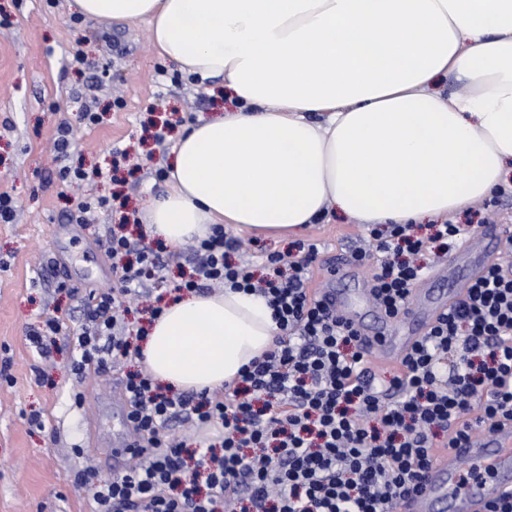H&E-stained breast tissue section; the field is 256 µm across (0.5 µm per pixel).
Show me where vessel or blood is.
Here are the masks:
<instances>
[{
  "label": "vessel or blood",
  "mask_w": 512,
  "mask_h": 512,
  "mask_svg": "<svg viewBox=\"0 0 512 512\" xmlns=\"http://www.w3.org/2000/svg\"><path fill=\"white\" fill-rule=\"evenodd\" d=\"M490 230L469 235L449 258L439 261L411 291L409 304L400 316L401 330L386 329L387 315L379 306L368 312L365 323L358 311L347 309L346 299L333 288L323 289L327 302L342 308L346 319L360 333L371 362L403 356L424 336L433 323L456 303L459 289L435 293L438 281L455 280L460 267L470 277L480 276L488 264ZM512 495V425L485 433L461 448L439 450L418 490L406 497L399 512H486L487 508Z\"/></svg>",
  "instance_id": "obj_1"
}]
</instances>
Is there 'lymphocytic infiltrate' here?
I'll return each instance as SVG.
<instances>
[{"label": "lymphocytic infiltrate", "mask_w": 512, "mask_h": 512, "mask_svg": "<svg viewBox=\"0 0 512 512\" xmlns=\"http://www.w3.org/2000/svg\"><path fill=\"white\" fill-rule=\"evenodd\" d=\"M472 231L434 224H371V295L389 317L407 305L434 257ZM104 244L124 294L156 279L150 247L125 262L123 227ZM223 226L191 248L192 272L177 291L224 284L259 289L280 330L275 350L242 371L224 396L184 395L154 386L148 372L129 373L123 395L135 437L149 447L122 477L89 489L100 512H394L423 479L435 449L464 444L501 421L512 422V265L492 263L461 291L454 307L402 358L376 373L357 330L310 292L316 245L293 243L296 255L267 257L262 277L231 261ZM92 333L71 337L83 369L102 356L130 357L128 328L116 297L92 294ZM455 354L449 369L444 355ZM220 424L212 444L188 449L168 427L178 419Z\"/></svg>", "instance_id": "lymphocytic-infiltrate-1"}]
</instances>
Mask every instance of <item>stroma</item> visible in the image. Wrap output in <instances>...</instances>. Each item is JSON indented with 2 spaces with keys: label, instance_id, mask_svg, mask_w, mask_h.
<instances>
[{
  "label": "stroma",
  "instance_id": "obj_1",
  "mask_svg": "<svg viewBox=\"0 0 512 512\" xmlns=\"http://www.w3.org/2000/svg\"><path fill=\"white\" fill-rule=\"evenodd\" d=\"M0 12L10 22L0 27V194L19 214L17 222L0 223V512H97L78 478L91 464L96 481L109 482L130 465L112 453L129 434L117 387L138 365L124 359L75 370L69 338L89 325L90 291L117 288L101 244L110 225L129 219L134 246L152 244L161 258L162 282L145 283L122 301L130 328L145 324L148 307L189 269L188 252L144 232L143 210L165 188L174 145L154 135L209 116L218 100L209 84L157 54L147 22L87 19L69 0H0ZM76 47L96 69L70 67ZM87 104L96 107L97 124H86ZM63 123L71 147L60 161L51 144ZM65 163L88 171L81 187L60 180ZM98 168L103 176H95ZM81 197H106L111 206L97 210L91 226L75 224L69 216ZM450 220L512 229V194ZM363 235L362 225L332 211L304 238L324 265L365 247ZM49 317L60 330L45 359L27 333Z\"/></svg>",
  "mask_w": 512,
  "mask_h": 512
}]
</instances>
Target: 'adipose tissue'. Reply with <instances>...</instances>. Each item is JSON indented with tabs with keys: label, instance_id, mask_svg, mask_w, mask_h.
<instances>
[{
	"label": "adipose tissue",
	"instance_id": "obj_1",
	"mask_svg": "<svg viewBox=\"0 0 512 512\" xmlns=\"http://www.w3.org/2000/svg\"><path fill=\"white\" fill-rule=\"evenodd\" d=\"M149 24L181 71L236 109L184 127L148 232L215 225L281 240L338 210L417 224L489 197L512 171V0H74ZM442 79L463 92L441 93ZM267 299L225 288L163 305L140 350L156 384L214 391L272 350Z\"/></svg>",
	"mask_w": 512,
	"mask_h": 512
}]
</instances>
